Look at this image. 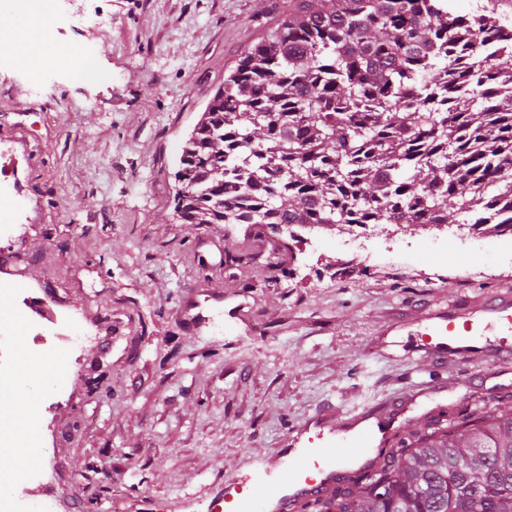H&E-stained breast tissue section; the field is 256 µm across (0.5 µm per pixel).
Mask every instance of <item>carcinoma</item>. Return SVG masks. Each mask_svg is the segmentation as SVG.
Instances as JSON below:
<instances>
[{"label": "carcinoma", "instance_id": "obj_1", "mask_svg": "<svg viewBox=\"0 0 512 512\" xmlns=\"http://www.w3.org/2000/svg\"><path fill=\"white\" fill-rule=\"evenodd\" d=\"M446 0H297L224 77L176 174L184 224H454L512 203V46ZM309 512H512V411L478 400Z\"/></svg>", "mask_w": 512, "mask_h": 512}]
</instances>
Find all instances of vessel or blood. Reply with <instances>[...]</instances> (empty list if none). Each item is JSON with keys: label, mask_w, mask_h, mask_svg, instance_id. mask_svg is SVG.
Here are the masks:
<instances>
[{"label": "vessel or blood", "mask_w": 512, "mask_h": 512, "mask_svg": "<svg viewBox=\"0 0 512 512\" xmlns=\"http://www.w3.org/2000/svg\"><path fill=\"white\" fill-rule=\"evenodd\" d=\"M424 339L414 350L438 364L492 356L512 359V296L500 294L474 311L435 309L417 316ZM446 381L432 379L404 395L368 405L342 418L319 413L290 430L275 461L257 457L247 470L225 481L202 503V512H306L351 473H374L406 415L422 401L446 393ZM320 444L306 446L307 435Z\"/></svg>", "instance_id": "1"}]
</instances>
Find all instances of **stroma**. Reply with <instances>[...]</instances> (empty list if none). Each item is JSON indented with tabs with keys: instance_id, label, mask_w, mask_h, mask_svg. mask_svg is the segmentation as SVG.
Masks as SVG:
<instances>
[{
	"instance_id": "stroma-1",
	"label": "stroma",
	"mask_w": 512,
	"mask_h": 512,
	"mask_svg": "<svg viewBox=\"0 0 512 512\" xmlns=\"http://www.w3.org/2000/svg\"><path fill=\"white\" fill-rule=\"evenodd\" d=\"M104 23L60 22L58 44L89 57L32 95L25 52L0 72V202L26 243L7 278L49 296L88 335L50 349L66 391L17 416L12 377L0 414L38 431L31 460L0 450V472L51 469L55 512H139L206 499L253 456L275 457L291 428L411 390L438 375L449 417L478 398L512 409V367L390 348L403 313L471 309L512 289V230L482 257L440 255L432 227L389 224L372 258L342 250L351 226L183 224L173 195L182 148L225 75L293 0H92ZM222 288L223 315L208 292Z\"/></svg>"
}]
</instances>
